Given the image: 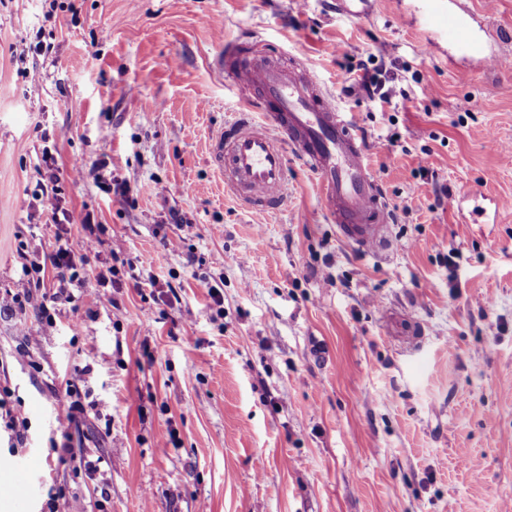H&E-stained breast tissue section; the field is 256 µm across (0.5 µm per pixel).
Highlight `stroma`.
Returning <instances> with one entry per match:
<instances>
[{"label":"stroma","mask_w":512,"mask_h":512,"mask_svg":"<svg viewBox=\"0 0 512 512\" xmlns=\"http://www.w3.org/2000/svg\"><path fill=\"white\" fill-rule=\"evenodd\" d=\"M415 4L0 0V454L29 465L28 512L512 507V44L476 70L426 48ZM224 40L304 61L353 114L386 259L339 236L297 161L282 210L225 194L207 153L241 108ZM371 53L396 75L380 109L351 74ZM60 236L85 269L34 286L23 254ZM40 292L50 317L18 303ZM397 317L424 326L418 349ZM71 397L83 413L53 432Z\"/></svg>","instance_id":"35a3bbf8"}]
</instances>
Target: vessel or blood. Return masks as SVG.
Listing matches in <instances>:
<instances>
[{"label": "vessel or blood", "instance_id": "1", "mask_svg": "<svg viewBox=\"0 0 512 512\" xmlns=\"http://www.w3.org/2000/svg\"><path fill=\"white\" fill-rule=\"evenodd\" d=\"M422 23L430 40L445 42L489 67L501 59L483 36L479 16L464 0H427ZM216 66L225 67L247 109L211 138L210 160L224 190L248 211H273L288 200V159L314 174L319 195L340 237L362 250L391 249L387 227L372 218L384 208L369 149L353 116L340 112L308 65L294 68L248 56L227 44ZM0 470L15 475L14 495L29 504L27 475L10 457Z\"/></svg>", "mask_w": 512, "mask_h": 512}]
</instances>
